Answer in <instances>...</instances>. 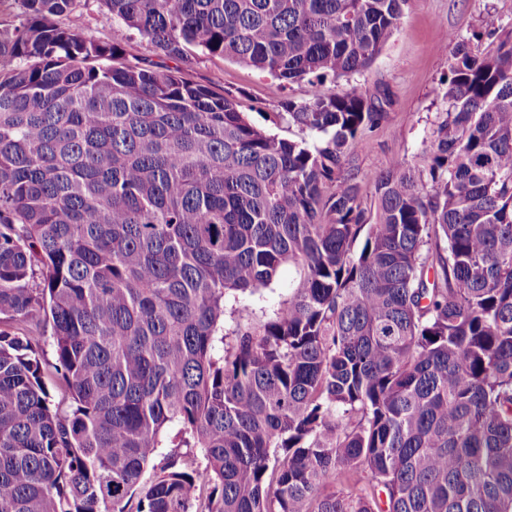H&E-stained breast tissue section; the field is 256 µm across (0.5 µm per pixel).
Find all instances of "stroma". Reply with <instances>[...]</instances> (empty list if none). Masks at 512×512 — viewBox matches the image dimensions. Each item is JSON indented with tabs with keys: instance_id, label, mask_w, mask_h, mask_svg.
Here are the masks:
<instances>
[{
	"instance_id": "1",
	"label": "stroma",
	"mask_w": 512,
	"mask_h": 512,
	"mask_svg": "<svg viewBox=\"0 0 512 512\" xmlns=\"http://www.w3.org/2000/svg\"><path fill=\"white\" fill-rule=\"evenodd\" d=\"M79 23L86 36L113 40L128 52L154 57L146 38L113 20L99 0H86ZM512 27V0H408L392 37L372 64L352 80H325L320 90L333 95L357 83L369 92L388 89L386 117L355 158L359 176L388 168L395 161L419 162L430 131L444 109L449 52H436L445 34L469 41L472 50H492L490 30ZM193 81L237 97L250 121L279 137L297 140V127L274 124L282 101L306 99L307 83H287L269 73L219 56H198L185 64Z\"/></svg>"
}]
</instances>
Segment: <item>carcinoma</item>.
<instances>
[{"label":"carcinoma","mask_w":512,"mask_h":512,"mask_svg":"<svg viewBox=\"0 0 512 512\" xmlns=\"http://www.w3.org/2000/svg\"><path fill=\"white\" fill-rule=\"evenodd\" d=\"M18 2L0 22V512H512V28L485 55L448 36L422 165L367 191L353 159L388 94L319 84L365 70L407 0H100L160 56L307 81L273 120L313 147L86 39L82 0ZM285 266L288 298L252 323L239 297Z\"/></svg>","instance_id":"cac0c4a2"}]
</instances>
